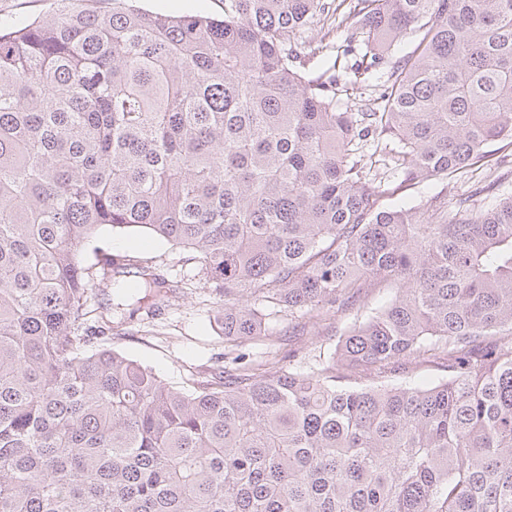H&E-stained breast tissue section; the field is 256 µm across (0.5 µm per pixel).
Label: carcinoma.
I'll return each mask as SVG.
<instances>
[{
	"label": "carcinoma",
	"mask_w": 512,
	"mask_h": 512,
	"mask_svg": "<svg viewBox=\"0 0 512 512\" xmlns=\"http://www.w3.org/2000/svg\"><path fill=\"white\" fill-rule=\"evenodd\" d=\"M55 2L0 18V512H512V195L383 209L374 173L512 141V0ZM333 16L357 82L418 38L359 112L305 69ZM105 226L196 253L231 348L356 314L312 362L175 388L100 343L88 283L132 315L181 288L84 263ZM134 4L148 12L204 13L213 17L224 14V0H138Z\"/></svg>",
	"instance_id": "cac0c4a2"
}]
</instances>
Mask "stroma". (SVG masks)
I'll return each mask as SVG.
<instances>
[{"instance_id": "35a3bbf8", "label": "stroma", "mask_w": 512, "mask_h": 512, "mask_svg": "<svg viewBox=\"0 0 512 512\" xmlns=\"http://www.w3.org/2000/svg\"><path fill=\"white\" fill-rule=\"evenodd\" d=\"M493 155V161L476 164L450 176L448 181L430 180L409 189L400 187L396 175L383 173L382 179L391 193L381 204L386 208L410 207L442 190L449 198L456 199L470 195L477 185L490 182L495 183L497 193L510 195L512 169L497 166L496 160L512 155V146L494 144ZM97 244L155 265L183 285L181 293L165 300L151 314L140 313L131 319L113 316L110 347L150 367L162 380L177 388L186 387L189 378L208 376L214 368L223 366L228 347L214 322L220 297L211 285L200 279L198 263L189 250L152 238L143 230L114 232L106 228L101 231ZM352 319V314L347 312L336 314L319 331L278 322L275 349L279 359L293 355L311 359L320 352L333 350L337 330L346 327Z\"/></svg>"}]
</instances>
